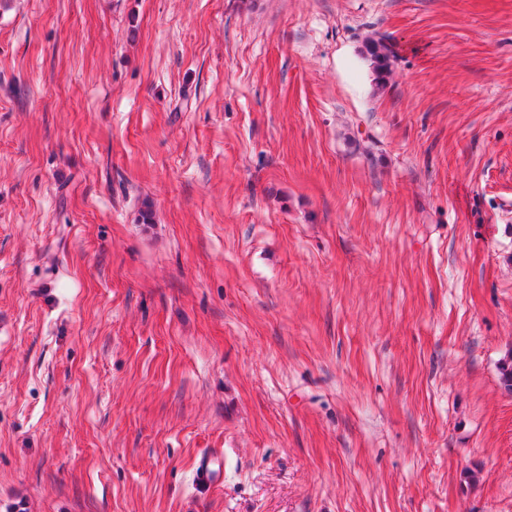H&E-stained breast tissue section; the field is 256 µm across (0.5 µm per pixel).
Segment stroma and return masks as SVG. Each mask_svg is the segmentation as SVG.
Wrapping results in <instances>:
<instances>
[{"instance_id":"stroma-1","label":"stroma","mask_w":512,"mask_h":512,"mask_svg":"<svg viewBox=\"0 0 512 512\" xmlns=\"http://www.w3.org/2000/svg\"><path fill=\"white\" fill-rule=\"evenodd\" d=\"M507 362L512 0H0V512H512ZM364 53L370 59L379 86H384L391 74L395 57L392 45L384 36L372 37L364 43ZM224 452L221 449L203 450L197 460L193 480L197 487L211 488L222 483Z\"/></svg>"}]
</instances>
